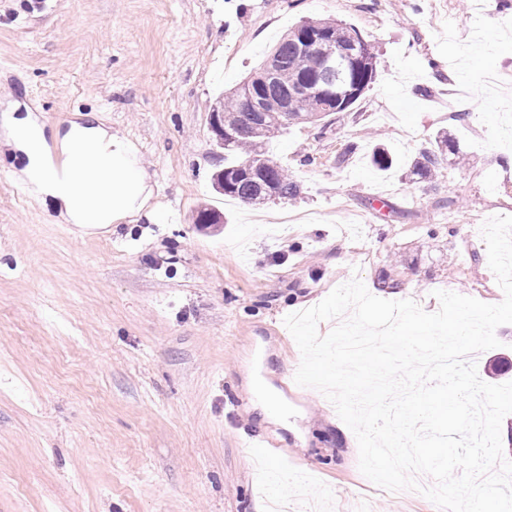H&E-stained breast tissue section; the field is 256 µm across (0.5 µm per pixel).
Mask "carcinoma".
<instances>
[{
	"instance_id": "cac0c4a2",
	"label": "carcinoma",
	"mask_w": 512,
	"mask_h": 512,
	"mask_svg": "<svg viewBox=\"0 0 512 512\" xmlns=\"http://www.w3.org/2000/svg\"><path fill=\"white\" fill-rule=\"evenodd\" d=\"M317 27L324 28L334 34L336 40L348 45L359 35V31L337 20H305L289 30L275 47L267 81L260 84L256 78H251L213 108L223 116L224 130L231 133L222 143L224 168L213 177L216 189L224 195L255 205L298 195L296 181L281 164L266 156L265 146L292 123L306 122L314 113L326 111L321 98L301 96L295 99L294 121L283 122L276 118L282 102L292 96L299 82L315 86L330 79L324 71L321 56L302 48L301 35ZM363 50L366 63L352 72L351 81L364 90L375 77L377 57L371 44H364ZM255 94L265 112L262 119L251 102ZM447 150L448 134L441 132L436 136L435 144L414 160L411 173L422 178L431 175L446 159Z\"/></svg>"
}]
</instances>
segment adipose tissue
<instances>
[{"instance_id": "adipose-tissue-1", "label": "adipose tissue", "mask_w": 512, "mask_h": 512, "mask_svg": "<svg viewBox=\"0 0 512 512\" xmlns=\"http://www.w3.org/2000/svg\"><path fill=\"white\" fill-rule=\"evenodd\" d=\"M44 126L32 116L0 113V146L20 155L24 165L17 175L31 194L67 221L88 227L117 223L142 212L149 195L148 174L127 146L102 125H72L61 145L67 158L54 165L42 148ZM104 152L114 159L111 175L93 177L84 165L87 154Z\"/></svg>"}]
</instances>
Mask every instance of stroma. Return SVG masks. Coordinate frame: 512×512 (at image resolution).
<instances>
[{"instance_id":"1","label":"stroma","mask_w":512,"mask_h":512,"mask_svg":"<svg viewBox=\"0 0 512 512\" xmlns=\"http://www.w3.org/2000/svg\"><path fill=\"white\" fill-rule=\"evenodd\" d=\"M473 2L0 0V112L26 104L55 156L96 114L150 190L148 213L84 231L0 159V512H436L361 473L334 405L296 384L283 319L355 278L427 312L440 290L502 301L481 226L512 216V0H482L474 39ZM327 18L371 44L375 78L269 143L300 191L245 223L212 187L208 115L292 25ZM442 131L447 160L410 174ZM204 208L223 224H196ZM496 336L471 357L489 384L512 381L490 368L512 362V324Z\"/></svg>"}]
</instances>
